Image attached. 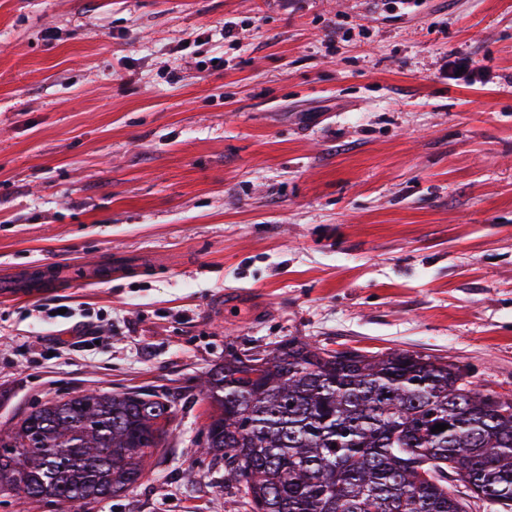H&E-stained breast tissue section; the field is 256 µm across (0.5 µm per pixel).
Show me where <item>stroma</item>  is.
I'll use <instances>...</instances> for the list:
<instances>
[{
	"instance_id": "1",
	"label": "stroma",
	"mask_w": 512,
	"mask_h": 512,
	"mask_svg": "<svg viewBox=\"0 0 512 512\" xmlns=\"http://www.w3.org/2000/svg\"><path fill=\"white\" fill-rule=\"evenodd\" d=\"M291 336L512 396V0H0V430L165 394L161 464L76 512H250L198 382Z\"/></svg>"
}]
</instances>
